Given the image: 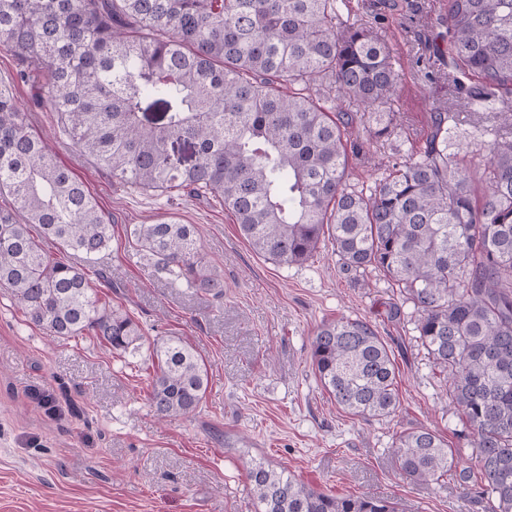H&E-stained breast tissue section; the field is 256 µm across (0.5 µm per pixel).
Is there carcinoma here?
I'll return each instance as SVG.
<instances>
[{
  "label": "carcinoma",
  "mask_w": 512,
  "mask_h": 512,
  "mask_svg": "<svg viewBox=\"0 0 512 512\" xmlns=\"http://www.w3.org/2000/svg\"><path fill=\"white\" fill-rule=\"evenodd\" d=\"M346 2L0 0V45L42 78L37 100L57 113L62 134L120 182L217 201L253 250L280 264L305 263L327 241L345 273H384L402 296L390 317L410 306L480 480L423 427L396 437L400 471L417 484L452 472L464 497L512 512V0H445L446 30L432 44L480 78L464 89L466 106H490L499 121L473 132L480 194L456 146L465 120L440 107L422 146H393L401 161L386 177L350 184L349 126L361 128L368 164L397 135L390 102L400 60L386 31L340 20ZM345 102L355 115L340 121L333 113ZM0 195L11 201L0 207V288L27 321L138 351V325L100 303L83 268L44 248L89 263L109 246L112 225L2 83ZM129 236L173 280L224 294L192 225L133 224ZM153 356L155 415L194 414L208 385L196 351L169 337ZM311 362L341 409L377 420L396 412L394 360L369 322L323 323ZM247 481L256 512H398L388 497L325 494L262 460Z\"/></svg>",
  "instance_id": "carcinoma-1"
}]
</instances>
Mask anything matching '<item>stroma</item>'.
Listing matches in <instances>:
<instances>
[{"mask_svg": "<svg viewBox=\"0 0 512 512\" xmlns=\"http://www.w3.org/2000/svg\"><path fill=\"white\" fill-rule=\"evenodd\" d=\"M443 0H351L344 21L381 26L402 68L393 96L403 136L418 139L436 107L466 106L460 84L430 56ZM17 58L0 48V82L13 84L34 132L50 143L112 224V242L86 272L102 304L141 329L135 354L100 345L92 332L68 339L30 324L0 288V512H256L246 480L252 460L287 468L334 495L381 494L400 512H484L454 479L416 485L392 452L398 434L436 430L459 462L474 466L448 399L401 300L380 272L342 270L331 245L306 263L257 254L218 203L120 184L59 131L56 113L32 101ZM192 225L223 296L173 282L128 239L131 224ZM342 317L371 323L398 369L399 408L365 420L338 408L311 364L318 326ZM178 337L204 361L208 388L190 417L157 419L147 401L154 342Z\"/></svg>", "mask_w": 512, "mask_h": 512, "instance_id": "1", "label": "stroma"}]
</instances>
